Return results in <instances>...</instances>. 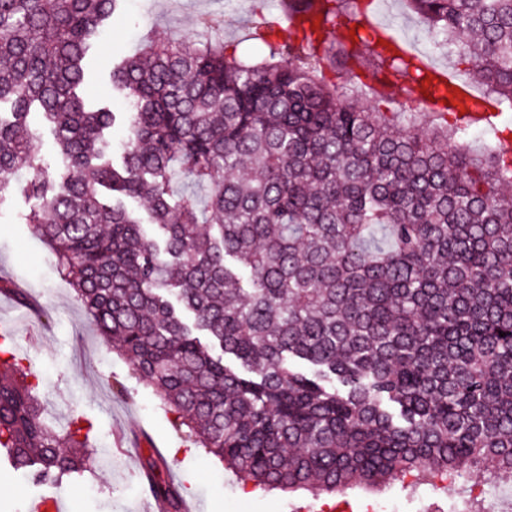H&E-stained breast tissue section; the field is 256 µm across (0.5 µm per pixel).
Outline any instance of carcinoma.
I'll use <instances>...</instances> for the list:
<instances>
[{
    "label": "carcinoma",
    "mask_w": 512,
    "mask_h": 512,
    "mask_svg": "<svg viewBox=\"0 0 512 512\" xmlns=\"http://www.w3.org/2000/svg\"><path fill=\"white\" fill-rule=\"evenodd\" d=\"M321 3L227 45L147 39L112 71L124 112L86 106L85 61L121 0H0V207L17 192L99 335L186 437L262 490L462 478L512 484V161L433 112L384 111L427 86L359 0ZM432 42L512 107V0H406ZM355 32L352 43L349 32ZM41 111L62 167L34 142ZM125 131L114 159L112 128ZM21 167L29 177L12 175ZM145 200L151 224L127 201ZM506 336H500V333ZM79 422L44 418L16 365L0 372V450L37 482L91 465ZM144 473L162 512L181 488Z\"/></svg>",
    "instance_id": "carcinoma-1"
}]
</instances>
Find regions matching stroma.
<instances>
[{
  "instance_id": "1",
  "label": "stroma",
  "mask_w": 512,
  "mask_h": 512,
  "mask_svg": "<svg viewBox=\"0 0 512 512\" xmlns=\"http://www.w3.org/2000/svg\"><path fill=\"white\" fill-rule=\"evenodd\" d=\"M377 17L418 53L454 66L447 52L433 49L419 17L405 0H373ZM278 0H123L101 32L85 84V96L111 97L114 111L126 104L113 96L111 71L117 54L131 53L145 34L178 41L196 37L201 17L222 20L225 43L246 42L257 15L274 18ZM25 203L12 195L0 211V282L25 289L40 314L29 319L27 307L0 293V325L13 333L14 355L45 404L54 427L89 424L97 448L90 473L51 484L15 472L0 457V512H30L41 495L57 496L66 512H148L155 502L142 486L143 468L154 451L166 465L164 479L183 488L192 512H293L310 500L307 492H264L240 480L194 447L172 426L152 389L139 381L130 365L98 336L71 285L59 277L45 245L19 223ZM457 482L447 489L411 490L397 484L384 493L349 494L352 512H372L377 503L394 502L400 512H446L456 498Z\"/></svg>"
}]
</instances>
